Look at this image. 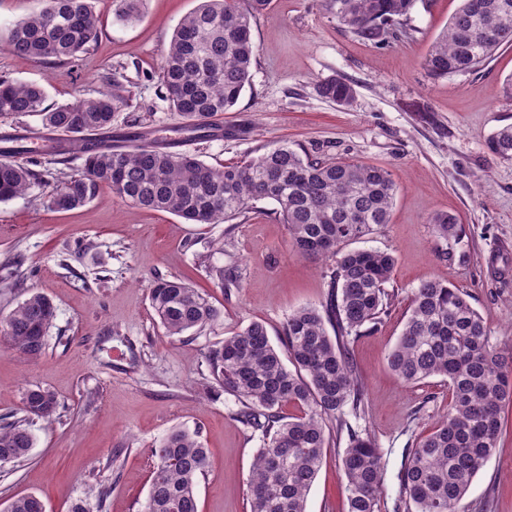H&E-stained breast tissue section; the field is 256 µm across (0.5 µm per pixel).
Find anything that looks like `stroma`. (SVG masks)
Segmentation results:
<instances>
[{"mask_svg":"<svg viewBox=\"0 0 512 512\" xmlns=\"http://www.w3.org/2000/svg\"><path fill=\"white\" fill-rule=\"evenodd\" d=\"M198 0H145L133 23L114 16L115 0H98L101 35L77 60L34 62L0 48V77L36 83L48 104L96 95L114 75L133 97L113 131L129 126L156 137L182 125L161 97L158 74L172 32ZM459 0H417L406 37L385 46L361 41L326 11L323 0H272L253 25L252 85L234 111L218 115L239 136L190 141L189 151L220 166L288 141L321 158H355L386 168L399 190L389 224L353 245L391 252V306L357 337L351 355L363 379L367 411L358 428L376 439L384 468L378 512H409L401 485L408 453L451 402L436 376L406 386L388 369L410 297L425 280L462 288L489 326L492 340H512V163L486 148L487 137L512 123V44L480 72L435 79L425 56ZM354 86L351 106L321 98V81ZM448 211L463 227L453 257L430 217ZM233 269L221 289L210 265ZM332 262L294 255L287 225L269 201L233 223L187 224L164 211L128 206L109 188L82 209L48 207L35 188L0 203V316L30 294H48L55 318L36 360L0 350V416L20 411L26 390L53 391L51 422L35 421L29 456L0 468V502L25 494L47 512H69L76 498H95L101 478L112 489L101 512H143L151 450L176 427L198 432L209 467L197 486L199 512H249L246 489L258 433L236 417L234 396L210 393L207 352L249 321H263L272 342L295 310L327 298ZM177 278L209 293L221 322L183 337L165 335L150 305L156 278ZM307 498V512H347L339 473L346 436L331 433ZM461 512H512V407L502 413L496 453L473 479Z\"/></svg>","mask_w":512,"mask_h":512,"instance_id":"obj_1","label":"stroma"}]
</instances>
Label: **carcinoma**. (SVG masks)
<instances>
[{
  "label": "carcinoma",
  "mask_w": 512,
  "mask_h": 512,
  "mask_svg": "<svg viewBox=\"0 0 512 512\" xmlns=\"http://www.w3.org/2000/svg\"><path fill=\"white\" fill-rule=\"evenodd\" d=\"M144 0H118L117 17L139 16ZM272 0H201L174 29L159 74L169 106L187 119L180 133L216 137L209 118L230 111L250 85L256 62L253 24ZM417 0H325L326 10L348 32L376 46L403 33ZM460 0L446 31L431 47L425 68L433 78L477 70L503 45L512 44V0ZM96 0H42L17 21L0 47L31 60L77 58L99 38ZM318 94L342 107L354 99L353 84L334 77ZM35 83L0 80V118L37 114L50 131L77 134L63 150L82 171L56 181L48 204L72 210L90 204L107 186L137 209L165 211L189 224L229 223L257 202L270 200L288 226L294 252L332 258L330 292L321 307L292 313L283 325L288 368L266 325L253 320L214 345L207 362L216 387L238 399L239 421L260 432L248 480L250 512H306L308 493L326 448L327 423L347 432L339 469L347 512H376L383 491L381 453L375 438L350 424L366 412L364 383L350 342L373 329L388 312L386 290L395 267L387 251L348 249L346 243L389 223L398 186L389 171L346 158L320 160L286 142L261 148L245 160L213 167L190 152L171 150L177 140L134 141L129 150L102 148L86 135L112 127L132 100L114 79L95 97L44 105ZM490 152L512 163V125L488 139ZM25 149L0 150V202L47 184L36 162L19 161ZM430 224L449 250L462 229L451 212ZM150 304L168 336H183L217 322L222 312L210 296L179 279H159ZM54 305L35 292L0 318V341L30 359L45 352ZM397 378L414 385L434 376L448 380V413L411 448L402 486L413 512H460L474 477L496 451L501 414L512 406V349L491 342V330L463 289L435 279L412 294L401 334L387 354ZM295 413L283 415V407ZM59 406L49 389L26 390L24 416L0 422V466L28 457L34 445L30 422L51 418ZM155 466L144 512H199L197 486L208 468L198 433L175 429L151 449ZM0 512H46L35 494L12 498Z\"/></svg>",
  "instance_id": "carcinoma-1"
}]
</instances>
